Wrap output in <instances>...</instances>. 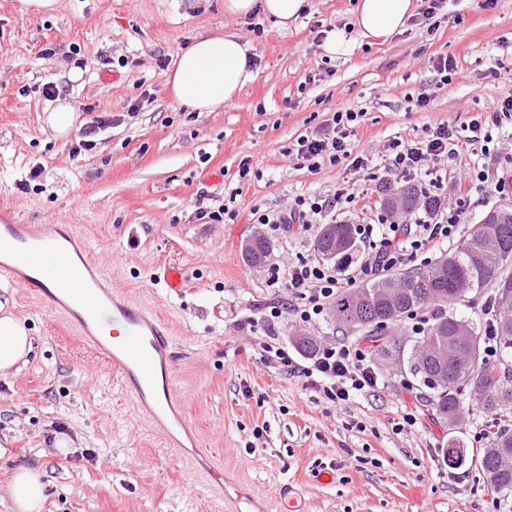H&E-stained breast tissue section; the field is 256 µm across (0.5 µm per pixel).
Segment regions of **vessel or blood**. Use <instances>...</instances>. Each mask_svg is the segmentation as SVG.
Wrapping results in <instances>:
<instances>
[{"label": "vessel or blood", "mask_w": 512, "mask_h": 512, "mask_svg": "<svg viewBox=\"0 0 512 512\" xmlns=\"http://www.w3.org/2000/svg\"><path fill=\"white\" fill-rule=\"evenodd\" d=\"M0 250L11 257L10 263L0 262V280L57 303L71 329L112 366L122 389L166 445L177 446L179 434L191 427L179 413L169 326L107 280L73 228L6 220L0 222ZM155 279L174 293L186 284L176 263L161 267ZM203 480L214 496L225 498L222 468L210 467ZM225 500L227 512H249L252 504L242 489Z\"/></svg>", "instance_id": "1"}]
</instances>
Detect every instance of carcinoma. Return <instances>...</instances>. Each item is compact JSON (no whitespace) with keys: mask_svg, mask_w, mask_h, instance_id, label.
<instances>
[{"mask_svg":"<svg viewBox=\"0 0 512 512\" xmlns=\"http://www.w3.org/2000/svg\"><path fill=\"white\" fill-rule=\"evenodd\" d=\"M321 231L315 251L325 261H341L357 251L352 224H332ZM271 244L253 238L242 250L251 265L271 258ZM512 262V208L489 211L463 243L448 255L405 273L372 284L346 288L331 302V317L353 330H365L363 339L372 352L388 364L407 368L432 391L430 402L448 429L458 432L466 418L462 390L466 389L500 427L482 449L480 465L497 492H512V275L504 266ZM492 285L490 302L496 310L493 328L499 343L498 357L484 358L482 334L472 321L448 312V306L474 303L472 294ZM421 308L436 310L422 336L409 345L379 333ZM448 466L466 462L467 448L458 437L442 449Z\"/></svg>","mask_w":512,"mask_h":512,"instance_id":"cac0c4a2","label":"carcinoma"}]
</instances>
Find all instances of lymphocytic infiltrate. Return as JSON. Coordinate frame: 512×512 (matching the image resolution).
<instances>
[{
    "instance_id": "1",
    "label": "lymphocytic infiltrate",
    "mask_w": 512,
    "mask_h": 512,
    "mask_svg": "<svg viewBox=\"0 0 512 512\" xmlns=\"http://www.w3.org/2000/svg\"><path fill=\"white\" fill-rule=\"evenodd\" d=\"M361 118V113L346 107L331 110L311 133L296 139L287 150L288 156L312 168L323 162L333 166L345 164L366 180L376 181L373 152L355 147ZM507 121H512V97L493 101L483 118L472 120L465 130L442 124L420 141L393 139L383 157L385 169L398 171L413 181L415 189L431 201V208L397 221L381 211L376 223L358 225L368 258L350 276H341L336 267L309 252L296 253L286 265L269 264L266 285L282 292L284 298L267 306V322L274 325L290 315L300 323L318 325L325 321L327 305L338 291L384 278L392 270L417 260L430 263L443 245L458 244L460 210L446 203L445 190L454 188L464 201L477 189L504 192L508 177L484 164L452 179L448 176V163L463 152L490 156L493 133ZM361 201V196L344 183L331 196L299 195L282 209L253 206L249 221L272 237L287 225L302 237L323 218L349 212ZM261 349L267 366L294 368L303 388L318 393L339 409L357 397L376 392L384 384L368 349L355 343L320 346L302 364L295 363L282 347L265 343Z\"/></svg>"
}]
</instances>
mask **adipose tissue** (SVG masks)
<instances>
[{
	"label": "adipose tissue",
	"instance_id": "1",
	"mask_svg": "<svg viewBox=\"0 0 512 512\" xmlns=\"http://www.w3.org/2000/svg\"><path fill=\"white\" fill-rule=\"evenodd\" d=\"M305 0H224V11L245 17L262 9L280 28L294 24ZM416 0H357L351 25L364 39L384 41L400 32L414 14ZM250 45L234 30L201 36L179 57L166 77L173 100L194 112H214L232 103L249 84ZM31 352L30 331L0 302V378L17 373ZM48 483L39 468H16L7 484L12 512H43Z\"/></svg>",
	"mask_w": 512,
	"mask_h": 512
}]
</instances>
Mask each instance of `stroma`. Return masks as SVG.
Here are the masks:
<instances>
[{"label": "stroma", "instance_id": "stroma-1", "mask_svg": "<svg viewBox=\"0 0 512 512\" xmlns=\"http://www.w3.org/2000/svg\"><path fill=\"white\" fill-rule=\"evenodd\" d=\"M355 5L307 0L285 31L257 16V36L247 19L225 14L224 0H60L44 15L0 0V205L21 224L75 226L106 274L165 319L183 414L210 449L164 448L112 368L54 306L10 285L0 301L26 320L33 349L16 375L0 379V490L29 465L50 483L44 512H223L200 480L218 461L225 486L247 485L263 504L293 498L303 512H512V493L494 491L478 460L435 464L448 428L408 371H384V388L339 410L261 359L264 307L279 296L266 286L265 266L243 259V243L257 233L249 210L330 195L345 182L365 188L344 166L304 167L288 146L339 105L362 112L357 139L381 153L396 137L468 125L492 100L512 96V0H449L432 19L414 14L386 42L354 35L347 53L328 55L319 28L347 26ZM226 29L250 42L259 61L253 81L218 111L178 106L158 56L178 58L197 37ZM433 55L453 57L458 71L418 110L411 99L432 80ZM494 58L503 63L495 77L487 71ZM325 67L332 76L306 84ZM105 72L115 81L103 82ZM146 90L152 102L125 118ZM58 98L73 103L77 125L104 109L120 120L93 150L72 154L70 142L44 130ZM246 156L260 163V177L239 178ZM36 166L40 177L20 189ZM227 202L241 212L236 223L199 220L198 205ZM171 261L187 273L178 295L152 279ZM303 334L320 345L360 340L329 320L311 328L289 317L275 343L293 353ZM406 410L418 423L398 428ZM60 435L72 451L55 449ZM324 469L334 471L332 483L317 482Z\"/></svg>", "mask_w": 512, "mask_h": 512}]
</instances>
